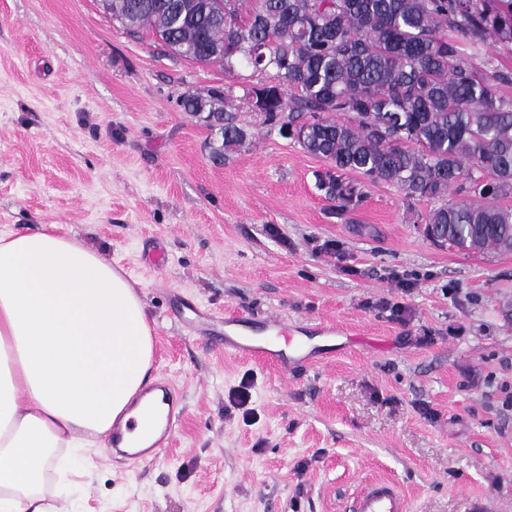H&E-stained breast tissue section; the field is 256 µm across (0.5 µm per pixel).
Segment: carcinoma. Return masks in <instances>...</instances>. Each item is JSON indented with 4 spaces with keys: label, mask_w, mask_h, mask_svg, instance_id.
<instances>
[{
    "label": "carcinoma",
    "mask_w": 512,
    "mask_h": 512,
    "mask_svg": "<svg viewBox=\"0 0 512 512\" xmlns=\"http://www.w3.org/2000/svg\"><path fill=\"white\" fill-rule=\"evenodd\" d=\"M103 0L129 32L148 25L172 54L245 63L272 73L245 89L265 122L326 160L327 193L345 202L355 188L333 171L396 185L408 198L452 189L461 200L431 211L436 238L461 252L512 249V72L484 71L448 38L491 39L512 51V0ZM223 93L187 95L207 113L221 144L245 130L220 107Z\"/></svg>",
    "instance_id": "obj_1"
}]
</instances>
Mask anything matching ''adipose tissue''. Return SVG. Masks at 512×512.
<instances>
[{
    "mask_svg": "<svg viewBox=\"0 0 512 512\" xmlns=\"http://www.w3.org/2000/svg\"><path fill=\"white\" fill-rule=\"evenodd\" d=\"M152 363L146 304L120 269L56 224L0 231V512H59L56 475L116 421L125 447L153 442Z\"/></svg>",
    "mask_w": 512,
    "mask_h": 512,
    "instance_id": "obj_1",
    "label": "adipose tissue"
}]
</instances>
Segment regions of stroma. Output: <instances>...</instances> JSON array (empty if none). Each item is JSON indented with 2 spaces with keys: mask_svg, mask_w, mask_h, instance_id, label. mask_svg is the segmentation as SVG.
Instances as JSON below:
<instances>
[{
  "mask_svg": "<svg viewBox=\"0 0 512 512\" xmlns=\"http://www.w3.org/2000/svg\"><path fill=\"white\" fill-rule=\"evenodd\" d=\"M261 79L127 35L100 0H0V228L57 224L122 268L182 413L159 457L91 453L60 505L350 512L390 481L410 512H512V251L427 240L452 193L330 199L328 163L245 99ZM216 89L247 132L220 165L179 105ZM228 313L258 341L284 318L298 352L282 369L226 355Z\"/></svg>",
  "mask_w": 512,
  "mask_h": 512,
  "instance_id": "35a3bbf8",
  "label": "stroma"
}]
</instances>
